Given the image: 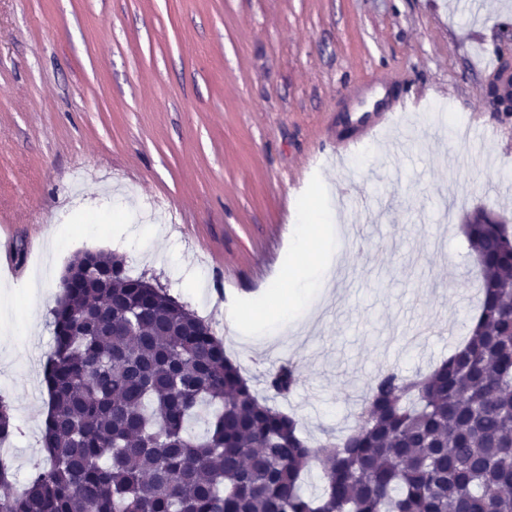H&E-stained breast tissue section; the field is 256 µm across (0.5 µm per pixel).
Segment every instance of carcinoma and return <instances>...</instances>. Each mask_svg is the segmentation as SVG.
<instances>
[{"instance_id":"cac0c4a2","label":"carcinoma","mask_w":512,"mask_h":512,"mask_svg":"<svg viewBox=\"0 0 512 512\" xmlns=\"http://www.w3.org/2000/svg\"><path fill=\"white\" fill-rule=\"evenodd\" d=\"M507 223L483 207L464 224L479 272L469 336L426 375H379L355 426L315 449L194 311L131 276L123 256L80 253L52 309L46 460L0 512H512ZM297 375L286 362L265 384L285 396ZM13 432L0 396V442ZM314 460L322 486L308 495Z\"/></svg>"}]
</instances>
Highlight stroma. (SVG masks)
Here are the masks:
<instances>
[{
    "label": "stroma",
    "instance_id": "35a3bbf8",
    "mask_svg": "<svg viewBox=\"0 0 512 512\" xmlns=\"http://www.w3.org/2000/svg\"><path fill=\"white\" fill-rule=\"evenodd\" d=\"M497 55L512 63V0H0V221L26 254L0 275L17 478L45 459L50 311L86 249L208 322L257 393L297 362L273 403L313 446L354 425L381 373L446 359L477 303L465 218L512 212ZM399 92L416 109L332 161L325 130ZM352 188L373 216L342 212ZM326 262L317 316L267 338L294 266ZM297 375V365L294 362H286L276 369L268 371L265 376V384L275 396H285L296 386Z\"/></svg>",
    "mask_w": 512,
    "mask_h": 512
}]
</instances>
